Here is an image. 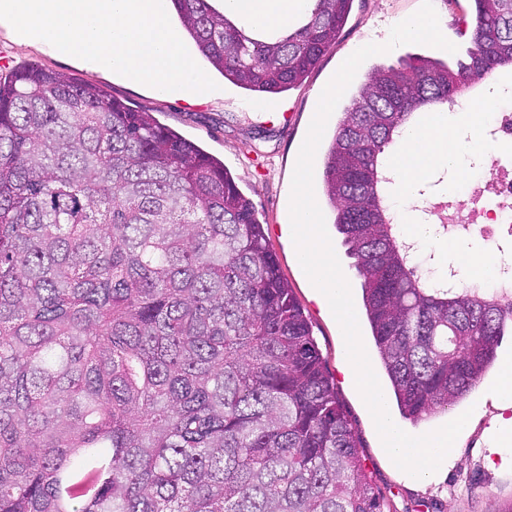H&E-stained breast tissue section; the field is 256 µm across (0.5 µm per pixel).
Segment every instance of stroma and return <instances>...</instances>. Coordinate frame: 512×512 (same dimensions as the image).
Segmentation results:
<instances>
[{
  "instance_id": "35a3bbf8",
  "label": "stroma",
  "mask_w": 512,
  "mask_h": 512,
  "mask_svg": "<svg viewBox=\"0 0 512 512\" xmlns=\"http://www.w3.org/2000/svg\"><path fill=\"white\" fill-rule=\"evenodd\" d=\"M420 5L421 0H353L335 47L300 85L279 94L254 96L218 74L214 77L220 88L217 96L205 95L194 102L160 98L147 88L20 42L3 25L0 75L35 64L99 85L132 108L154 112L161 123L223 160L252 200L282 272L310 318L338 397L358 434L365 471L383 498L386 512H512V465L493 466L487 460L490 427L499 419L512 418V405H504L491 391L496 372H489L461 405L416 423L400 419L405 432L422 435L448 423L453 415L472 413L469 429L456 444L455 465L430 484L411 479L390 462L381 446L371 414L347 376V356L337 323L311 287L288 234L289 188L314 116L316 90L327 84L355 50L383 39L392 22L413 15ZM433 5L443 35L457 45V57H465L470 38L463 35L458 20L471 12L473 0H433ZM447 181L448 173L443 170L421 187L416 208L424 219L436 221L447 214L449 205L459 204L458 195L446 191Z\"/></svg>"
}]
</instances>
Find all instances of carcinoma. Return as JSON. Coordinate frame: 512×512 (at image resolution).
<instances>
[{"instance_id":"carcinoma-1","label":"carcinoma","mask_w":512,"mask_h":512,"mask_svg":"<svg viewBox=\"0 0 512 512\" xmlns=\"http://www.w3.org/2000/svg\"><path fill=\"white\" fill-rule=\"evenodd\" d=\"M201 56L255 93L299 84L353 0L246 29L172 0ZM467 57L377 64L323 157L366 322L404 418L491 369L512 303L422 288L374 186L426 105L512 67V0H474ZM264 226L219 158L100 87L0 80V512H384Z\"/></svg>"}]
</instances>
